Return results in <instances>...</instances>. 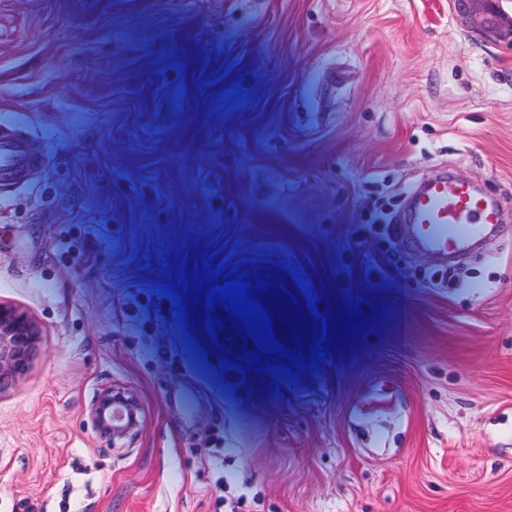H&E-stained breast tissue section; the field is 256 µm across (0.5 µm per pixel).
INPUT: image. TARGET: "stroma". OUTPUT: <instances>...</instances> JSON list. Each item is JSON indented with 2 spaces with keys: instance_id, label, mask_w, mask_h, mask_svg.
Listing matches in <instances>:
<instances>
[{
  "instance_id": "1",
  "label": "stroma",
  "mask_w": 512,
  "mask_h": 512,
  "mask_svg": "<svg viewBox=\"0 0 512 512\" xmlns=\"http://www.w3.org/2000/svg\"><path fill=\"white\" fill-rule=\"evenodd\" d=\"M0 119L43 157L0 203L41 331L0 512H512V49L448 0H0ZM439 174L503 214L448 261L405 222ZM206 258L381 316L281 384L219 308L202 362L154 288ZM108 385L144 409L121 449ZM88 416L96 436L113 448L122 447L127 438L138 433L144 418L139 400L116 385L102 389Z\"/></svg>"
}]
</instances>
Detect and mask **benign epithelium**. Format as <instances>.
<instances>
[{"instance_id":"obj_1","label":"benign epithelium","mask_w":512,"mask_h":512,"mask_svg":"<svg viewBox=\"0 0 512 512\" xmlns=\"http://www.w3.org/2000/svg\"><path fill=\"white\" fill-rule=\"evenodd\" d=\"M456 15L479 40L512 49V0H448ZM40 330L26 313L0 303V382L23 374L36 349ZM96 436L123 446L143 424L139 400L116 385L102 389L89 410Z\"/></svg>"}]
</instances>
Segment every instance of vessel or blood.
<instances>
[{
  "label": "vessel or blood",
  "instance_id": "obj_1",
  "mask_svg": "<svg viewBox=\"0 0 512 512\" xmlns=\"http://www.w3.org/2000/svg\"><path fill=\"white\" fill-rule=\"evenodd\" d=\"M40 164L29 139L12 124L0 123V202L12 188L24 185ZM500 222L499 210L469 184L436 178L414 197L410 231L425 248L448 255L465 249Z\"/></svg>",
  "mask_w": 512,
  "mask_h": 512
}]
</instances>
